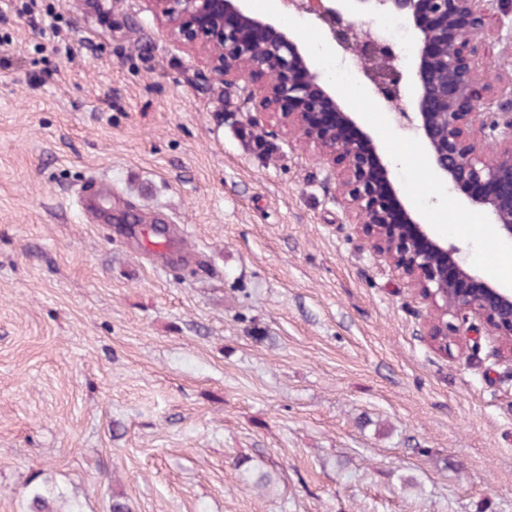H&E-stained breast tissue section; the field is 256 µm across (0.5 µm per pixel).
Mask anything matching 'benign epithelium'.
Masks as SVG:
<instances>
[{"label": "benign epithelium", "instance_id": "7a95c632", "mask_svg": "<svg viewBox=\"0 0 512 512\" xmlns=\"http://www.w3.org/2000/svg\"><path fill=\"white\" fill-rule=\"evenodd\" d=\"M402 16L417 37L415 63L402 70L395 55L374 74L380 99L414 85L416 98L404 113L407 128L427 146L434 174L495 225L512 246V85L486 94L478 78V43L487 18L505 0H280L307 12L330 30L336 46L349 49L347 26L356 24L342 2ZM171 38L203 54L227 93L247 107L251 123L278 114L307 146L341 166L339 197L363 225L365 241L393 265L431 311L422 339L448 353V342L473 350L486 341L490 356L512 361V287L468 266L411 211L395 186L375 138L344 110L291 32L272 15L257 14L248 0H145ZM483 109L481 131L505 143L485 153L471 128L472 111Z\"/></svg>", "mask_w": 512, "mask_h": 512}]
</instances>
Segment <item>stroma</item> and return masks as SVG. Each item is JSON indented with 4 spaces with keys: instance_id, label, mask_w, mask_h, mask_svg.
<instances>
[{
    "instance_id": "obj_1",
    "label": "stroma",
    "mask_w": 512,
    "mask_h": 512,
    "mask_svg": "<svg viewBox=\"0 0 512 512\" xmlns=\"http://www.w3.org/2000/svg\"><path fill=\"white\" fill-rule=\"evenodd\" d=\"M26 3L0 0V512H34L36 484L53 512H512V363L426 345V306L363 244L337 174L276 118L251 125L145 0H38L45 33ZM281 23L331 80L329 32ZM481 60L483 83L512 82V7ZM336 95L486 268L498 237L380 123L369 82ZM97 186L186 253L77 208Z\"/></svg>"
}]
</instances>
